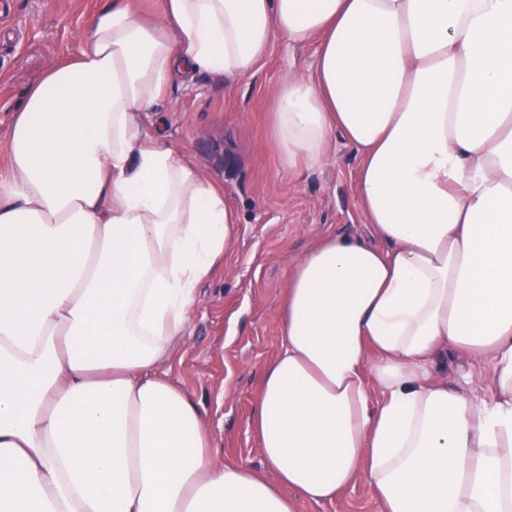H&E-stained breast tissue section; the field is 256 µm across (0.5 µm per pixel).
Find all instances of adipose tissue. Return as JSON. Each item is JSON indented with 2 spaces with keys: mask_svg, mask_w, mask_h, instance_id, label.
I'll return each instance as SVG.
<instances>
[{
  "mask_svg": "<svg viewBox=\"0 0 512 512\" xmlns=\"http://www.w3.org/2000/svg\"><path fill=\"white\" fill-rule=\"evenodd\" d=\"M159 2L107 0L6 136L0 512H297L361 479L380 512H512V0ZM277 35L316 46L271 100L280 156L351 146L370 236L288 275L260 473L157 371L237 217L139 115L179 77L253 75ZM445 371L451 374L463 383L468 391L476 394H482L483 388L487 382L486 371L482 364H471L465 360H450L448 359V366L446 365Z\"/></svg>",
  "mask_w": 512,
  "mask_h": 512,
  "instance_id": "obj_1",
  "label": "adipose tissue"
}]
</instances>
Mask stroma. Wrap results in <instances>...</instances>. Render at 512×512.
Instances as JSON below:
<instances>
[{"label":"stroma","instance_id":"1","mask_svg":"<svg viewBox=\"0 0 512 512\" xmlns=\"http://www.w3.org/2000/svg\"><path fill=\"white\" fill-rule=\"evenodd\" d=\"M102 0H0V136L28 86L74 55ZM314 48L282 38L247 78L207 74L157 106L166 142L224 187L240 218L224 263L200 284L184 344L161 370L204 411L219 454L262 463L249 431L261 369L279 348V301L291 266L321 237L361 235L355 151L337 143L321 167L283 165L269 126L274 91L305 74Z\"/></svg>","mask_w":512,"mask_h":512}]
</instances>
